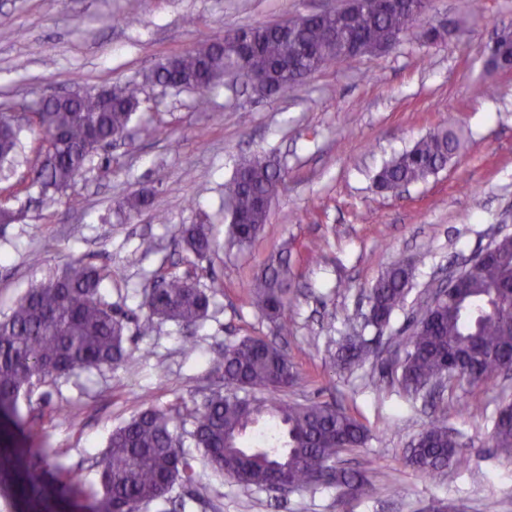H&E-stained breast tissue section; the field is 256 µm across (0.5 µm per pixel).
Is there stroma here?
I'll use <instances>...</instances> for the list:
<instances>
[{"label": "stroma", "mask_w": 512, "mask_h": 512, "mask_svg": "<svg viewBox=\"0 0 512 512\" xmlns=\"http://www.w3.org/2000/svg\"><path fill=\"white\" fill-rule=\"evenodd\" d=\"M340 0H0V110L75 90L95 92L141 81L172 55L226 31L277 23L339 5ZM432 0V21L461 29L442 44L419 29L388 52L338 62L285 97L262 98L224 81L198 105L190 90L148 85L150 109L132 141L95 154L88 170L50 208L28 184L43 142L28 132L0 205L23 211L0 226V317L30 288L74 258L111 270L105 300L128 315V345L137 370H92L47 380L18 401L21 417L41 420L44 440L14 431L25 448L47 443L59 463L95 485L90 466L112 429L144 404L193 408L224 379L213 359L248 336L267 337L270 323L245 289L267 256L290 246L295 274L290 332L279 342L298 371L286 392L300 402L327 401L368 428L365 444L342 450L341 467L365 474L364 490L333 485L275 496L207 472L198 485L175 483L165 502L140 512H512V458L490 446L492 418L512 401V378L489 385L448 384L436 396L411 395L397 361L412 316L448 270L512 235V71H491L483 48L512 26V0ZM478 83L496 93L477 97ZM464 145L448 164L399 195L377 192L381 166L441 124ZM274 158L286 173L268 224L248 247L217 249L196 263L177 246L181 225L211 222L225 232L224 183L241 158ZM147 192L153 210L128 216L125 198ZM163 221H156V214ZM413 268L403 308L381 330L367 326V296L394 262ZM220 284L196 326L148 319L140 307L159 275ZM362 334L371 353L341 369L342 337ZM472 411L464 413L461 403ZM461 443V463L434 479L408 466L412 441L430 422ZM400 495H392L393 487Z\"/></svg>", "instance_id": "35a3bbf8"}]
</instances>
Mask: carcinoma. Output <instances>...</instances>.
<instances>
[{
	"mask_svg": "<svg viewBox=\"0 0 512 512\" xmlns=\"http://www.w3.org/2000/svg\"><path fill=\"white\" fill-rule=\"evenodd\" d=\"M426 0L414 11L389 9L382 0H362L356 20L347 24L334 11L324 12L298 28L302 48L295 52L296 71L288 73L290 45L281 25L261 24L244 31L248 50L239 62L241 77L265 76L261 92L282 96L336 62L342 43L332 44L333 32L368 47L382 46L399 34L421 26ZM237 32L226 31L208 42L204 52L187 51L169 58L170 65L155 69L144 82L171 84L205 92L228 71V58L237 51ZM100 93L76 98L63 96L34 108L33 123L46 143L43 159L31 170V185L41 202L51 205L87 162L105 144L126 135L134 116L146 108L142 84L129 82ZM23 127L10 112L0 113V167L14 161ZM456 132L439 127L414 146L385 162L374 177L379 192L412 184L438 172L458 151ZM284 184L277 163L263 156L239 162L224 183V223L227 241L240 248L251 245L269 220L273 199ZM178 244L196 260L206 259L216 247L212 224L201 221L182 227ZM110 271L73 258L64 270L32 286L0 319V419L16 424L21 392L54 377L103 366L137 367L127 347V321L106 302L101 288ZM412 267L391 265L370 290L367 323L381 329L406 300ZM160 289H146L142 306L151 318L191 326L203 320L215 288L203 289L189 276H160ZM293 282L290 252L270 255L250 279L246 290L251 304L270 322L278 336L288 335V304ZM366 341L350 336L340 345L337 362L349 368L366 359ZM512 366V235L496 242L493 253L473 267L466 288L448 304L424 305L405 339L398 382L411 394L444 378L453 368L469 372L470 384H488ZM224 372L225 392L211 394L185 413L171 414L154 406L138 412L110 434L105 449L94 457L98 488L92 492V512H139L146 503L165 499L170 488L200 482L195 459L183 450V437L200 449L210 469L245 486L266 488L288 476L291 489L327 483L351 488L362 483L356 473L336 466L344 448H354L369 437L367 427L353 414L327 402L301 403L281 396L297 372L288 353L273 341L246 337L224 348L216 360ZM286 434L283 446L246 448L241 439L262 418ZM190 429H185V426ZM492 447L512 455V414L497 413ZM459 443L448 427L434 422L411 445L406 463L435 477L457 459ZM32 452L43 458L52 448L0 446V498L11 510L16 500L29 496L28 512H57L52 499L77 500L86 495L81 480L70 469L55 467L46 482L17 464Z\"/></svg>",
	"mask_w": 512,
	"mask_h": 512,
	"instance_id": "obj_1",
	"label": "carcinoma"
}]
</instances>
